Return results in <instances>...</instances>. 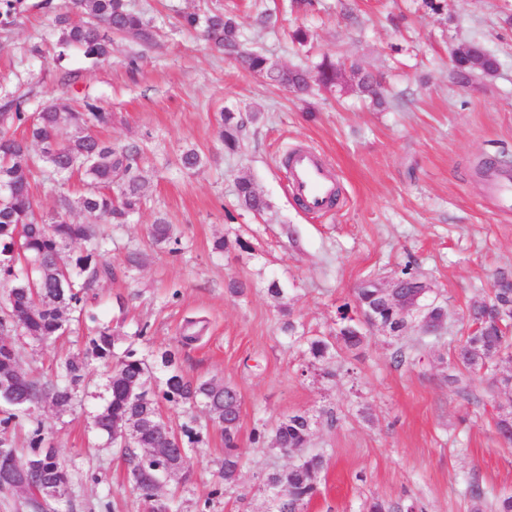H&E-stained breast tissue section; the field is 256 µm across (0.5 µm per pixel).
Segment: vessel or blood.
Here are the masks:
<instances>
[{
  "mask_svg": "<svg viewBox=\"0 0 512 512\" xmlns=\"http://www.w3.org/2000/svg\"><path fill=\"white\" fill-rule=\"evenodd\" d=\"M288 182L309 211L328 210L335 186L326 165L316 153L307 149L292 152ZM486 194L499 204H512V173L489 180Z\"/></svg>",
  "mask_w": 512,
  "mask_h": 512,
  "instance_id": "vessel-or-blood-1",
  "label": "vessel or blood"
}]
</instances>
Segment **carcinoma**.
I'll return each mask as SVG.
<instances>
[{
    "label": "carcinoma",
    "mask_w": 512,
    "mask_h": 512,
    "mask_svg": "<svg viewBox=\"0 0 512 512\" xmlns=\"http://www.w3.org/2000/svg\"><path fill=\"white\" fill-rule=\"evenodd\" d=\"M71 4L78 19L68 14L56 19L62 47H78L88 58L105 59L110 55L114 35L143 45L154 40L151 20L132 9L127 0H71ZM183 25L202 26L204 38L214 48L235 57L245 71L257 78L299 93L308 91L312 80L329 93L339 86L336 65L327 58L317 65L316 75L312 76L304 69L279 66L265 54L244 47L238 24L222 12L202 17L185 14ZM497 67L496 57L482 44L473 42L454 65L453 76L466 84L473 72L491 75ZM356 88L376 104H385L380 79L362 75ZM85 109L84 113L77 112L56 99L32 115L21 96L0 104V187H5L0 192V281L6 284L0 295V371L17 377L13 388L4 396L0 394V490L16 495L10 481L20 464L15 434L31 408L48 403L59 413L71 410L85 385L88 360L95 359L109 366L110 373L108 399L93 416L94 428L127 456L128 481L140 491L145 512H172V499L160 494L168 478L167 461L153 453L164 427L161 403L190 408L200 405L209 421L221 427L225 448L222 477L224 485L231 487L238 480L240 455L236 427L226 426L224 421L240 414L237 392L214 378L187 380L175 366L170 351L162 355L163 364L169 368L163 388L155 391L148 361L130 350L116 356L118 336L108 326L93 327L83 355L62 361L54 378L25 370L11 340L20 330L42 342L62 335L72 323L95 321L86 310L85 295L104 269L100 258L106 239L100 225L124 223L140 209L146 197L147 187L138 167L140 147L102 140L95 127L108 124L111 114L90 103L85 104ZM73 122L75 131L60 139V130ZM243 126L237 113H221L225 149L233 152L239 147ZM20 128L24 129L21 136L16 134ZM76 173L81 176L83 192L74 200L60 196V211L53 217L45 216L34 193L38 178L63 185ZM236 197L242 208L255 214L268 207L246 178L237 180ZM75 208L85 214V221H67L66 213ZM150 237L157 246L171 243L172 224L164 217L157 218L151 224ZM398 276L405 281L400 293L417 299L423 307L421 317L431 322L447 319L446 309L432 293L417 297L418 277L411 268L404 267ZM356 307L382 319L396 337L413 329L410 322L398 320L397 312L372 285L358 289ZM349 309L348 304L340 307L333 339H306L312 359L329 364L339 351L359 349L367 342L362 322L349 316ZM468 321L467 336L452 352L448 386L477 402L485 378L492 379L494 385L512 382L511 374L496 372L503 358L512 359V275L501 273L496 277L489 300L473 306ZM310 433L311 419L307 414L290 415L272 431V445L291 454L306 447ZM28 447L27 459L43 467L45 485L34 487L28 498L17 505L30 510L42 499L49 512H54L55 504L70 496L78 477L59 460L39 421L30 426ZM324 467V455H301L288 468L270 473L267 486L284 489L278 497L277 512H298L315 493ZM407 508L404 503L373 499L367 512H403Z\"/></svg>",
    "instance_id": "carcinoma-1"
}]
</instances>
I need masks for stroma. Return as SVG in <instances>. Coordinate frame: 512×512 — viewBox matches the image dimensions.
<instances>
[{
  "label": "stroma",
  "mask_w": 512,
  "mask_h": 512,
  "mask_svg": "<svg viewBox=\"0 0 512 512\" xmlns=\"http://www.w3.org/2000/svg\"><path fill=\"white\" fill-rule=\"evenodd\" d=\"M68 2L22 0L14 23L0 25V98L30 93L32 111L59 97L95 104L112 115L97 129L101 138L144 150L147 200L126 223L106 225L102 262L112 273L96 282L90 307L99 322L119 326L117 351L147 357L154 384L163 383L162 355L171 351L188 380L222 378L241 398L240 470L230 488L221 478V428L202 408L163 406L169 425L196 419L202 438L187 451L188 480L168 487L177 512H273L266 477L291 459L255 443L253 432L303 412L313 417L307 450L326 459L303 512H366L374 498L411 501L419 512H470L465 491L474 481L486 503L512 494V445L496 429V389L482 385L473 403L446 381L469 309L487 300L499 272L512 273V210L497 208L474 173L484 158L512 160V0H449L440 15L422 0H314L300 12L290 0H129L156 25V41L113 37L99 61L78 51L59 56L55 20ZM214 9L235 16L251 47L280 65L311 71L328 56L343 76L355 66L383 75L389 107L349 89L303 97L252 77L180 24L181 15ZM267 10L275 27L258 22ZM298 27L310 34L306 44L291 40ZM470 42L496 55L500 68L461 85L451 77V54ZM227 109L247 121L234 154L220 138ZM191 147L204 161L185 170L178 158ZM299 147L315 151L337 182L340 200L326 213L306 211L286 185L281 160ZM240 177L266 200L264 213L236 206ZM160 215L173 226L177 251L150 243ZM221 237L251 249L217 251ZM131 247L140 266L127 263ZM408 263L447 308L442 335L370 329L331 377L290 344L284 322L308 337L334 335L337 309L354 303L357 288ZM233 279L245 283L243 294L229 293ZM272 280L281 299L266 293ZM191 319L205 329L186 344ZM86 336L68 332L41 345L20 336L16 344L24 363L50 376ZM400 348L409 354L401 365ZM107 377L92 363L73 411L32 413L60 460L80 474L60 512H83L105 495L111 512H143L126 460L91 428Z\"/></svg>",
  "instance_id": "1"
}]
</instances>
